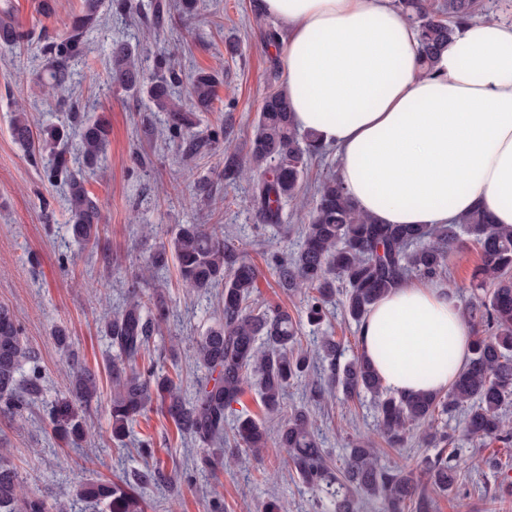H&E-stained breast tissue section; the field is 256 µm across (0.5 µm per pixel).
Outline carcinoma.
<instances>
[{"label":"carcinoma","mask_w":512,"mask_h":512,"mask_svg":"<svg viewBox=\"0 0 512 512\" xmlns=\"http://www.w3.org/2000/svg\"><path fill=\"white\" fill-rule=\"evenodd\" d=\"M396 6L413 23L419 41L421 67H433L455 27L476 16V0H445L444 16L432 14L426 0H397ZM117 13L133 10L132 0H82L66 33L45 43L44 65L38 79L56 91L73 81L72 63L85 53L88 36L99 26L103 9ZM29 34L12 19L11 7L0 9V46L16 48ZM139 50L127 42L112 44L111 86L137 94L146 91L154 111L165 114L168 131L183 138L184 152L194 157L217 144L214 138L190 134L193 113L207 112L217 98L214 74L198 71L192 78L188 100L173 95L168 80H178L170 57L161 55L156 67L168 74L143 86ZM109 125L73 112L67 122L37 131L27 113L11 119V136L32 160L49 156L46 175L68 180L65 207L73 239L81 246L100 247L103 225L98 199L86 186L84 173L69 166L78 155L87 172L101 165ZM324 153L311 133L299 138L291 118L288 92L270 90L262 101L249 144L248 161L258 174L251 203L262 223H282V204L303 205L312 161ZM299 227L296 249L275 254L270 268L281 287L312 291L307 319L313 325L328 320V304L342 285L345 314L356 324L365 320L374 303L400 287L411 275L433 280L446 274V252L458 239L457 231L472 236L481 248L477 276L490 282L464 312L475 332L472 355L447 391L398 395L383 382L362 354L336 375L339 345L323 336L316 355L329 360L331 378L338 379L344 397L365 392L373 396L378 427L385 444L403 448L411 425L425 424L422 441L437 449L423 464L427 482L404 465L382 466L378 451L365 445L347 449L342 467L334 470L323 454L312 425L310 410L300 407L278 431V446L287 450V464L310 489L323 494L334 512H358L360 495L382 499L388 512H430L432 495L457 483V455L448 452V433L434 428L436 421L457 411L463 413L466 439L498 438L507 443L512 433L504 429L503 416L512 407V227L492 223L478 207L457 224L427 229L419 224H379L359 213L336 175L322 179L313 206ZM178 276L183 285L200 294L223 286L222 308L215 325L194 343L196 364L205 369L191 398L184 396L180 379L157 369L150 347L153 333L169 316L158 297L143 300L142 292L129 293L121 309L105 322L104 335L117 354L106 365L111 380L112 439L122 440L137 417L154 402L164 408L179 431L203 446L224 442V413L256 379L265 408L280 409L288 387L310 368L313 356L299 349V327L286 308L271 310L256 298L259 271L224 239L222 224H181L173 239ZM35 353L24 340L14 313L0 305V414L15 416L27 401L41 394L40 374L21 377ZM96 374L81 366L72 368L68 395L52 405L53 430L72 445L91 439L80 412L98 398ZM246 450L258 454L266 447L267 430L251 416L239 417L233 429ZM159 466L133 473L120 482L98 478L72 491L78 499L104 504L106 512H145L138 488L162 480ZM44 498L20 494L18 476L0 458V512H47Z\"/></svg>","instance_id":"1"}]
</instances>
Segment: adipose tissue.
I'll use <instances>...</instances> for the list:
<instances>
[{"label": "adipose tissue", "instance_id": "adipose-tissue-1", "mask_svg": "<svg viewBox=\"0 0 512 512\" xmlns=\"http://www.w3.org/2000/svg\"><path fill=\"white\" fill-rule=\"evenodd\" d=\"M284 25L292 119L339 158L356 209L440 227L483 207L512 226V24L461 25L431 70L392 0H263ZM365 356L394 392L445 391L472 330L443 285L407 282L372 306Z\"/></svg>", "mask_w": 512, "mask_h": 512}]
</instances>
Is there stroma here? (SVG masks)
<instances>
[{"mask_svg":"<svg viewBox=\"0 0 512 512\" xmlns=\"http://www.w3.org/2000/svg\"><path fill=\"white\" fill-rule=\"evenodd\" d=\"M134 2L139 13L120 16L104 11L90 36L87 55L74 65L73 84L63 99L33 75L41 66L44 40L65 34L80 0H54L48 17L39 13L38 0H10L16 21L29 31L30 39L16 50L0 48V305L18 316L36 354L34 365L43 391L23 415L0 416V449L15 468L22 492L43 495L48 512H103L100 504L69 496V488L96 477L119 481L142 468L144 458L137 446L144 438L152 441L171 480L167 487L142 488L147 512H211L216 499L224 512H263L273 496L287 505L288 512H327L328 501L319 500L289 472L286 451L275 441L282 418L266 413L256 386H246L226 409L224 426L232 428L237 416L245 414L260 419L270 436L260 455L226 446L218 453L215 470H195L200 447L182 436L158 408L138 418L124 445L110 438L112 388L105 367L113 349L100 327L129 291L139 288L165 298L170 318L152 343L165 371L181 372L186 395H193L202 375L192 342L218 318L217 300L184 288L175 271L158 274L148 265L158 247L171 245L178 225H223L226 241L260 272L259 299L288 308L300 324L304 348H312L314 337L331 336L341 344V362L361 351L357 326L345 316L341 302H333L329 322L310 325L306 290L280 288L267 265L271 253L294 249L298 217L282 226L258 223L251 205L253 173L245 168L236 182L224 180L226 152L245 158L266 93L283 84L280 47L264 38L267 29L278 28V21L257 20L251 0H200L195 16L173 14L156 30L143 23L155 0ZM135 37L145 46L141 66L146 81L155 80V55L162 49L170 52L180 74L179 92H186L198 70L217 75L220 99L211 111L198 113L194 130L206 135L225 129V148L184 159L181 141L170 138L163 113L151 111L146 94L110 90L112 43ZM229 40L236 43V54L226 52ZM18 104L39 129L64 121L73 106L109 123L105 159L86 177L105 226L101 250L72 244L63 187L48 182L42 168L14 143L10 119ZM480 262L479 246L466 235L446 253L443 283L459 305L474 299L473 274ZM59 327L68 331L69 349H61L53 336ZM74 362L96 372L100 386L97 402L86 413L97 433L87 450L57 437L48 417L51 405L68 392ZM328 374L327 363L317 362L306 379L289 388L285 407L310 405L311 390H322L320 404L311 406L314 428L333 466H340L347 449L361 440L379 448L385 464L401 459L418 468L434 456V449L421 440L420 425L410 426L406 448L385 447L370 396L344 401L340 388L328 383ZM459 454L462 465L456 486L451 493L436 495L433 512H456L460 502L467 512H512V494L502 492L506 477H512V443L460 442Z\"/></svg>","mask_w":512,"mask_h":512,"instance_id":"stroma-1","label":"stroma"}]
</instances>
